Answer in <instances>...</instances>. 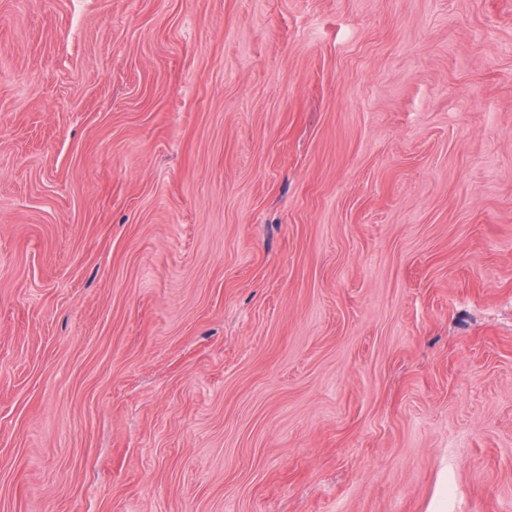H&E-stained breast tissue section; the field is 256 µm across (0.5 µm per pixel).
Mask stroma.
I'll list each match as a JSON object with an SVG mask.
<instances>
[{"instance_id":"stroma-1","label":"stroma","mask_w":512,"mask_h":512,"mask_svg":"<svg viewBox=\"0 0 512 512\" xmlns=\"http://www.w3.org/2000/svg\"><path fill=\"white\" fill-rule=\"evenodd\" d=\"M0 512H512V0H0Z\"/></svg>"}]
</instances>
